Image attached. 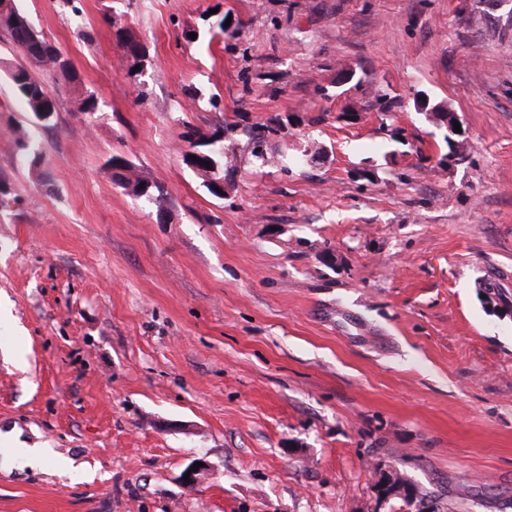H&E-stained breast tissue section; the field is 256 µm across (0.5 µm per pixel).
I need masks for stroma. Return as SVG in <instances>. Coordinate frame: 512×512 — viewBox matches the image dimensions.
I'll list each match as a JSON object with an SVG mask.
<instances>
[{"label":"stroma","instance_id":"35a3bbf8","mask_svg":"<svg viewBox=\"0 0 512 512\" xmlns=\"http://www.w3.org/2000/svg\"><path fill=\"white\" fill-rule=\"evenodd\" d=\"M17 4L78 79L34 70L40 127L0 35V512H377L390 469L512 512V0ZM189 128L224 133L223 198ZM15 96L25 105L28 112L34 115L38 112L39 119L47 120L48 114L54 112L53 118L39 123L45 129H51L56 125L57 104L54 98L45 88V85L31 76L28 70L21 69L8 72ZM114 159H119V160H123V159L120 157L113 156L112 159L110 160L112 181L117 186H120L126 190H129L133 195H135L138 198H144L148 203L152 204L155 208L157 207V203L159 205H161L166 201L167 198L160 202H153L149 195H147L144 192H140V184H143L144 182H153V183H155L156 186H158V183L153 180H150L148 178H143V177H139V176H136V177L130 176L128 174V172L131 171V165L127 160L126 161L123 160L125 162V165L122 167V172H115L114 168L112 166V161ZM153 183H151L150 185L145 187L147 193H149V190L153 186Z\"/></svg>","mask_w":512,"mask_h":512}]
</instances>
